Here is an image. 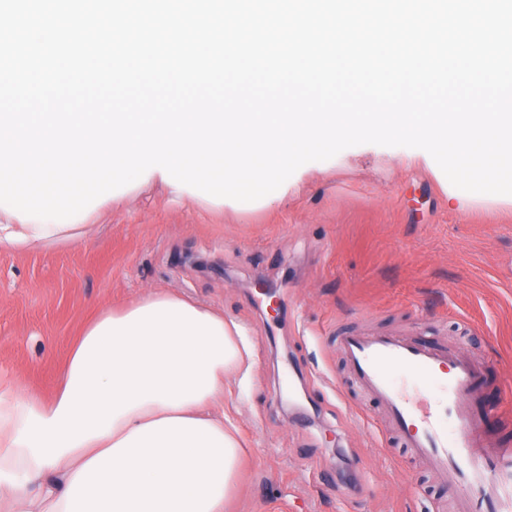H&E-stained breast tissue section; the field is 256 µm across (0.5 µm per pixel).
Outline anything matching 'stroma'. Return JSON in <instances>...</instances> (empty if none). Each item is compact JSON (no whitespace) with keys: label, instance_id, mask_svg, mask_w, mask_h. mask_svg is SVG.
<instances>
[{"label":"stroma","instance_id":"35a3bbf8","mask_svg":"<svg viewBox=\"0 0 512 512\" xmlns=\"http://www.w3.org/2000/svg\"><path fill=\"white\" fill-rule=\"evenodd\" d=\"M425 150L361 144L293 173L271 209L210 210L151 185L85 240L0 250V379L51 397L100 310L169 288L224 312L253 345L239 412L248 462L234 512H452L447 480L400 447L361 397L340 326L397 331L482 363L468 402L512 445V206H448Z\"/></svg>","mask_w":512,"mask_h":512}]
</instances>
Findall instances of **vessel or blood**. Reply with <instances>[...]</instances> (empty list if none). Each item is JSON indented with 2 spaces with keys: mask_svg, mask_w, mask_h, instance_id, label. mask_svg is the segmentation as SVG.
I'll use <instances>...</instances> for the list:
<instances>
[{
  "mask_svg": "<svg viewBox=\"0 0 512 512\" xmlns=\"http://www.w3.org/2000/svg\"><path fill=\"white\" fill-rule=\"evenodd\" d=\"M359 387L412 455L447 478L455 512H512V446H491L467 398L483 367L398 333L339 336Z\"/></svg>",
  "mask_w": 512,
  "mask_h": 512,
  "instance_id": "1",
  "label": "vessel or blood"
}]
</instances>
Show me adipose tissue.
<instances>
[{
    "mask_svg": "<svg viewBox=\"0 0 512 512\" xmlns=\"http://www.w3.org/2000/svg\"><path fill=\"white\" fill-rule=\"evenodd\" d=\"M87 230L0 208V249L44 252ZM251 357L236 321L169 290L100 311L50 401L0 385V512H225L242 444L224 380Z\"/></svg>",
    "mask_w": 512,
    "mask_h": 512,
    "instance_id": "1",
    "label": "adipose tissue"
}]
</instances>
